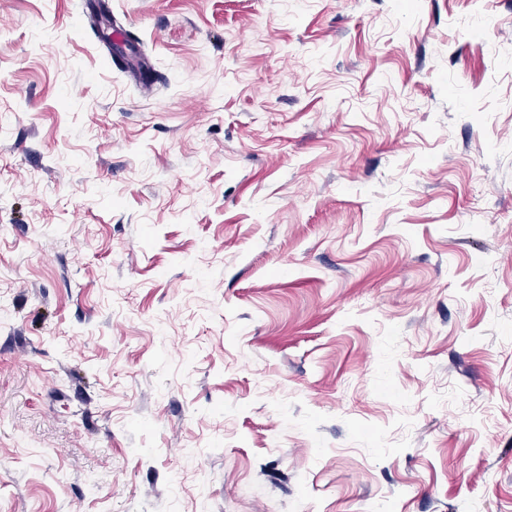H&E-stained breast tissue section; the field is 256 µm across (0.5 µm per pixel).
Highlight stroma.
<instances>
[{"label": "stroma", "mask_w": 512, "mask_h": 512, "mask_svg": "<svg viewBox=\"0 0 512 512\" xmlns=\"http://www.w3.org/2000/svg\"><path fill=\"white\" fill-rule=\"evenodd\" d=\"M0 0V512H512V0Z\"/></svg>", "instance_id": "stroma-1"}]
</instances>
